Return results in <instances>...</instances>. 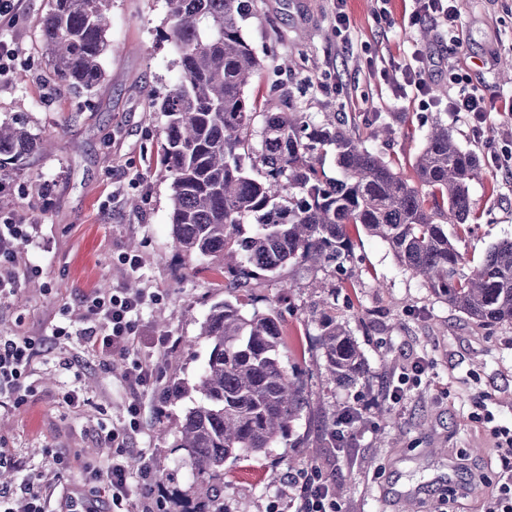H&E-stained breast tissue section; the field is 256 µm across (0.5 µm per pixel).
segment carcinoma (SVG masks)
I'll use <instances>...</instances> for the list:
<instances>
[{
  "label": "carcinoma",
  "instance_id": "cac0c4a2",
  "mask_svg": "<svg viewBox=\"0 0 512 512\" xmlns=\"http://www.w3.org/2000/svg\"><path fill=\"white\" fill-rule=\"evenodd\" d=\"M165 4L164 38L177 50L182 78L150 108L165 117L161 161L173 243L223 277L227 293L201 324L210 351L196 381L168 387L172 401L199 394L177 425L174 449L185 452L192 478L175 500L180 512H224V462L288 444L293 421L310 407L304 372L289 365L281 314L246 313L235 292L289 264L336 278L355 258L347 225L359 224L470 320L512 324V241L462 272L468 259L457 241L473 215L480 160L459 147L447 123L432 120L406 177L343 123H310L293 111L280 79L292 62L271 48L258 52L242 34L250 0ZM111 5L51 0L38 28L57 88L88 94L103 80ZM256 79L266 83L263 104L247 93ZM51 139L1 121L0 171L23 168ZM330 152L335 179L324 171ZM305 287L327 290L310 313L323 359L317 369L331 383H357L367 368L350 330L330 314L336 284Z\"/></svg>",
  "mask_w": 512,
  "mask_h": 512
}]
</instances>
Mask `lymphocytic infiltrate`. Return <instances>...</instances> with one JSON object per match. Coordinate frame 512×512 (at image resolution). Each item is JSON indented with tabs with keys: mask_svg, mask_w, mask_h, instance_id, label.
<instances>
[{
	"mask_svg": "<svg viewBox=\"0 0 512 512\" xmlns=\"http://www.w3.org/2000/svg\"><path fill=\"white\" fill-rule=\"evenodd\" d=\"M457 90L448 98V109L466 113L475 122H483L487 110L486 88L474 85L461 74H453ZM39 229L34 224H21L12 218L0 219V305L8 303L20 286L15 271L18 253L23 249H42ZM158 293L128 292L115 288L107 292L93 290L83 297L84 318L81 327L55 326L47 336L0 334V410L13 411L22 406L31 393L29 379L41 350L50 343L77 340L84 352L101 361L115 357L126 360L127 368L121 385L130 396L127 418L112 427H99L96 434L110 456L99 463L81 466L80 494L59 489L57 480L72 469L69 452L49 449L54 476L41 480L22 477L16 491L0 490V512H15V498L25 501V512H47L51 496H58L59 512H99L100 500H107L112 512H164L166 505L155 497V474L147 449L134 445L141 426L140 393L160 389L162 380L154 371L142 348L162 351L171 343L170 336L154 337L143 344L140 322L146 309L159 304ZM499 440L497 455L502 470L495 491L487 499L485 512H512V431L495 430ZM139 459L138 468H131L130 459ZM292 493L288 505L294 512H337L329 491L330 481L318 471L288 475Z\"/></svg>",
	"mask_w": 512,
	"mask_h": 512,
	"instance_id": "obj_1",
	"label": "lymphocytic infiltrate"
}]
</instances>
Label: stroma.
<instances>
[{
  "label": "stroma",
  "mask_w": 512,
  "mask_h": 512,
  "mask_svg": "<svg viewBox=\"0 0 512 512\" xmlns=\"http://www.w3.org/2000/svg\"><path fill=\"white\" fill-rule=\"evenodd\" d=\"M242 27L257 49L274 48L296 65L284 80L297 111L321 122L326 110L345 114L350 129L368 140L365 118L382 117L395 130L383 146L395 169L409 172L433 116L455 132L459 145L475 152L482 165L471 196L479 218L458 246L471 260L495 244L512 240V174L494 164L512 153V112L491 111L482 134L472 120L448 112L456 87L450 70L468 75L496 98L512 97V80L502 76L512 59V0H455L459 40L452 43L438 24L406 26L410 0H252ZM351 20L336 30V9ZM49 0H27L5 32L17 57L0 73V118L25 124L31 133L54 134L49 153L33 155L23 171L10 173L0 193V213L20 214L40 225L46 250L23 252L19 295L0 308V332L42 336L60 323L79 324L82 299L108 283L158 292L160 304L143 315L142 330L175 340L154 355L163 380L193 379L208 354L199 336L210 305L224 287L196 259L178 253L169 224L170 179L160 163L161 113L150 99L162 98L178 82L174 46L161 34L168 27L164 0H112L111 48L104 82L86 97L55 89L46 79L37 20ZM388 8L395 25L380 14ZM421 43L434 57L428 74L429 99L399 98L394 87L410 48ZM44 186L39 209L29 203L35 186ZM349 235L355 258L347 266L353 285L336 291L334 313L348 323L369 369L365 381L331 385L316 370L320 349L317 328L307 308L315 295L307 273L287 266L277 279L254 281L241 292L243 302L276 308L288 329L293 363L309 371L311 408L294 422L290 444L224 464L225 512H268L270 498L286 491L288 473L319 467L342 480L340 512H482L484 499L501 469L492 427L512 428V324L481 326L433 296L419 279L399 266L389 247L353 226ZM138 255L140 268L129 273L126 254ZM41 265V273L30 268ZM300 291L288 292L289 283ZM184 319H172L174 309ZM81 373L77 405L62 403L60 393L71 372ZM427 370L417 384L402 383L413 363ZM74 369V370H75ZM120 374L84 354L77 342L47 345L30 378L33 393L12 412H0V446L18 448L32 474L47 473L46 451L61 448L84 463L104 458L107 448L95 434L126 415L129 396L119 388ZM403 386L393 403L388 391ZM138 445L148 446L153 469L177 470L187 482L190 468L182 452L171 451L160 427L174 429L190 399L177 403L162 393L145 392ZM351 406L361 423L345 447L332 448L324 413Z\"/></svg>",
  "instance_id": "1"
}]
</instances>
